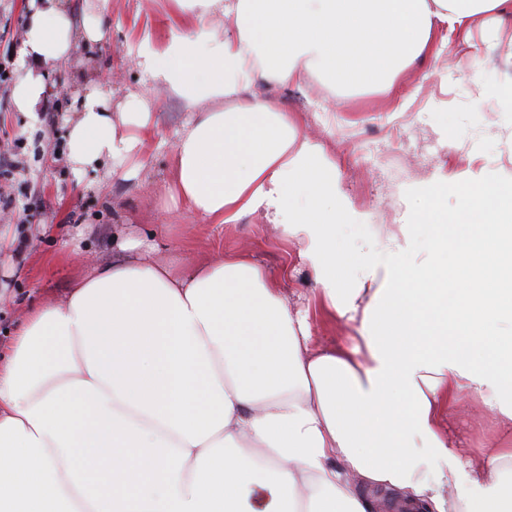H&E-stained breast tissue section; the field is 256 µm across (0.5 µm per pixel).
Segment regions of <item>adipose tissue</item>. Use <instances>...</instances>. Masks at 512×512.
I'll list each match as a JSON object with an SVG mask.
<instances>
[{
  "label": "adipose tissue",
  "mask_w": 512,
  "mask_h": 512,
  "mask_svg": "<svg viewBox=\"0 0 512 512\" xmlns=\"http://www.w3.org/2000/svg\"><path fill=\"white\" fill-rule=\"evenodd\" d=\"M107 2L78 20L63 0H28L18 111H40L50 67L104 40ZM172 2L196 25L135 55L190 113L169 199L209 224L263 211L299 244L314 307L350 321L356 342L311 346V309H289L249 257L157 264L144 249L160 228L115 237L111 263L28 308L0 363V512H372L369 488L431 512H512V448L488 440L467 456L442 425L472 396L512 431V189L448 173L384 259L353 262L332 162L248 93L311 73L391 91L438 30L497 21L512 0ZM208 16L231 24L215 32ZM204 99L228 106L202 112ZM68 124L77 173L135 177L154 136L143 93L117 110L76 94ZM298 194L315 207L296 210Z\"/></svg>",
  "instance_id": "1"
}]
</instances>
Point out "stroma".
<instances>
[{
    "instance_id": "35a3bbf8",
    "label": "stroma",
    "mask_w": 512,
    "mask_h": 512,
    "mask_svg": "<svg viewBox=\"0 0 512 512\" xmlns=\"http://www.w3.org/2000/svg\"><path fill=\"white\" fill-rule=\"evenodd\" d=\"M27 0H0V19L11 35L0 41V62L21 77V37ZM171 0H109L112 34L83 55L50 70L52 90L37 115L18 111L11 84L0 86V142L21 149L23 168L0 190L13 204L0 222L20 238L0 251V342L8 343L30 304L57 303L73 279L92 262L112 261V233L139 237L149 224L165 225L152 253L156 262L174 253L195 264L222 253H244L280 279L289 308H298L316 286L298 257L296 241L284 240L263 212L235 224H206L166 196L174 167L176 134L187 111L175 96H149L155 135L137 158L136 177L74 174L65 158L63 119L73 95L87 81L113 103L147 83L129 47L141 37L165 40L172 29ZM512 15L497 25L450 33L440 52L416 59L392 93L368 82L346 88L312 76L298 86L261 81L254 96L275 101L297 120L301 135L320 144L336 164V182L360 225L337 218L336 231L348 250L373 259L399 234L406 215L424 211L427 190L448 171L484 175L498 188L512 186ZM462 449L475 454L496 422L479 399H462L449 418Z\"/></svg>"
}]
</instances>
